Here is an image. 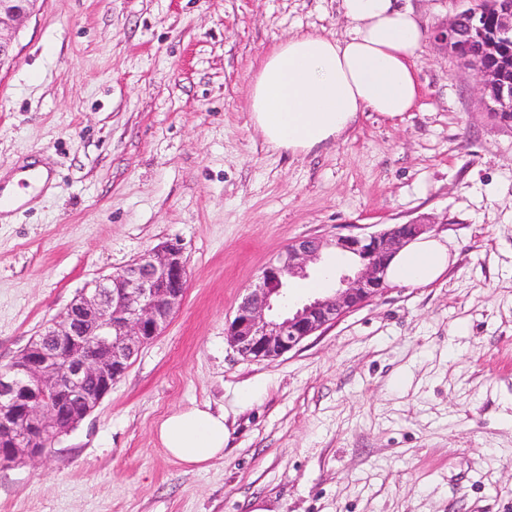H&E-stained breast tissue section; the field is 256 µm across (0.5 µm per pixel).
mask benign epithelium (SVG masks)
<instances>
[{"mask_svg":"<svg viewBox=\"0 0 512 512\" xmlns=\"http://www.w3.org/2000/svg\"><path fill=\"white\" fill-rule=\"evenodd\" d=\"M38 0H0V67L12 56L7 30L28 18ZM435 42L465 60L472 47L482 59L472 64L483 77L482 99L490 112L512 113V0H480L477 7L441 23ZM420 221L395 224L368 236L338 234L289 243L247 289L227 336L250 360H271L324 330L386 288L392 256L425 233ZM334 248L356 265L336 278L333 291L289 308L292 278L309 277L307 268ZM187 282L182 250L163 244L125 268L88 283L51 324L45 338L32 341L23 359L0 368V463L35 459L44 449L35 442L73 430L77 405L97 407L126 372L132 358L161 335L180 306Z\"/></svg>","mask_w":512,"mask_h":512,"instance_id":"benign-epithelium-1","label":"benign epithelium"}]
</instances>
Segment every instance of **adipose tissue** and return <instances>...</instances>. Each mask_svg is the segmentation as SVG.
I'll list each match as a JSON object with an SVG mask.
<instances>
[{"instance_id": "1", "label": "adipose tissue", "mask_w": 512, "mask_h": 512, "mask_svg": "<svg viewBox=\"0 0 512 512\" xmlns=\"http://www.w3.org/2000/svg\"><path fill=\"white\" fill-rule=\"evenodd\" d=\"M350 33L339 40L295 35L263 60L249 89L251 117L270 146L309 151L336 140L370 110L393 118L419 96L412 63L424 29L396 0H341ZM448 248L418 237L393 256L390 282L426 286L447 269ZM162 446L184 465L203 468L224 453L223 414L209 404L171 412L157 427Z\"/></svg>"}]
</instances>
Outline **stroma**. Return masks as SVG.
I'll return each mask as SVG.
<instances>
[{
	"label": "stroma",
	"mask_w": 512,
	"mask_h": 512,
	"mask_svg": "<svg viewBox=\"0 0 512 512\" xmlns=\"http://www.w3.org/2000/svg\"><path fill=\"white\" fill-rule=\"evenodd\" d=\"M425 29L478 0H407ZM341 0H39L0 67V172L46 168L0 220V367L91 280L178 245L184 302L47 455L0 465V512H512V124L425 37L419 98L336 142L271 149L248 90L279 42L344 38ZM429 224L450 265L388 285L274 360L226 336L302 237ZM223 413L188 467L157 425Z\"/></svg>",
	"instance_id": "1"
}]
</instances>
